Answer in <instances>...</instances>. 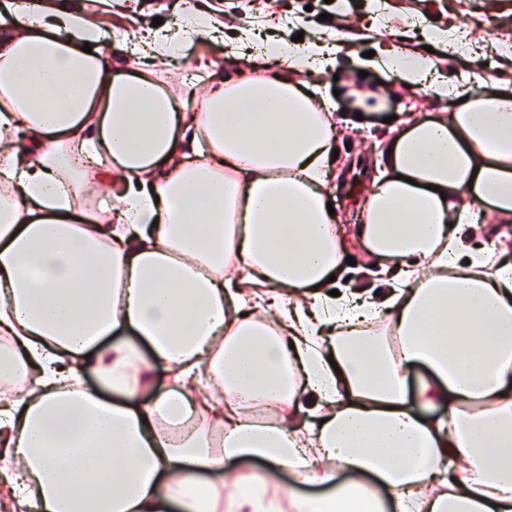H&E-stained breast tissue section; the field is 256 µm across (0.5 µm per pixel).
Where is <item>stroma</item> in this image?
Segmentation results:
<instances>
[{
  "mask_svg": "<svg viewBox=\"0 0 512 512\" xmlns=\"http://www.w3.org/2000/svg\"><path fill=\"white\" fill-rule=\"evenodd\" d=\"M214 16L224 23L222 41L194 40L172 64L159 67V84L184 100H192L208 82V71L235 74L238 60L227 46V39L250 27L260 38L291 40L302 34L304 43L339 44L334 71H307V78L321 86L331 103L334 119L350 120L362 115L361 129L341 130L336 141L334 209L343 223H359L361 203L376 174L375 160L387 146L390 126L387 117L401 112L420 115L443 111L444 102L406 90L400 80L382 70L370 69L360 76L352 58L393 45L420 51L425 42L415 36L400 39L405 31L404 16L410 15L447 31L462 41L463 47L450 51L435 47L433 57L442 73L473 91H488L486 76L512 83V0H385L386 25L374 24L372 0H209ZM179 0H125L113 17L119 34L110 47L115 61L128 66L135 57L126 50L123 34L138 32L140 25L159 17L170 20ZM487 16L492 24L480 41L472 39V23ZM353 23L354 40L337 43L336 33ZM207 70H199L198 62Z\"/></svg>",
  "mask_w": 512,
  "mask_h": 512,
  "instance_id": "35a3bbf8",
  "label": "stroma"
}]
</instances>
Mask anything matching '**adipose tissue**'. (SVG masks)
I'll return each instance as SVG.
<instances>
[{
	"mask_svg": "<svg viewBox=\"0 0 512 512\" xmlns=\"http://www.w3.org/2000/svg\"><path fill=\"white\" fill-rule=\"evenodd\" d=\"M103 2L0 0V512H512V86L381 50L448 108L340 224L305 77L335 50L270 41L279 72L187 108L156 69L220 22L191 2L116 67ZM352 247L385 291L330 296Z\"/></svg>",
	"mask_w": 512,
	"mask_h": 512,
	"instance_id": "obj_1",
	"label": "adipose tissue"
}]
</instances>
